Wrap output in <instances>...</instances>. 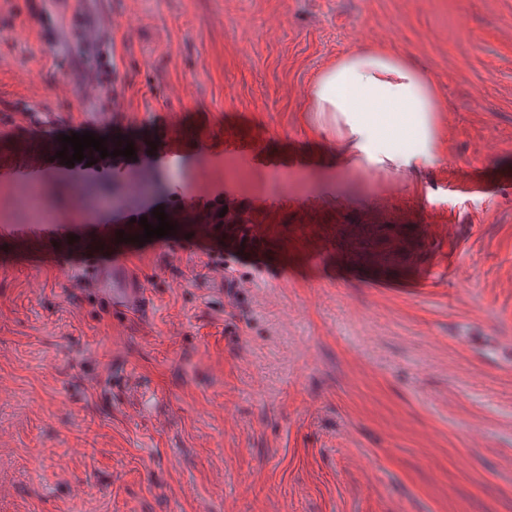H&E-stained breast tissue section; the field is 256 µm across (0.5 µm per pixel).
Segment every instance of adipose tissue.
Here are the masks:
<instances>
[{"label": "adipose tissue", "mask_w": 512, "mask_h": 512, "mask_svg": "<svg viewBox=\"0 0 512 512\" xmlns=\"http://www.w3.org/2000/svg\"><path fill=\"white\" fill-rule=\"evenodd\" d=\"M307 109L336 131L337 166L407 176L438 162L430 79L381 49L352 52L326 66L307 92Z\"/></svg>", "instance_id": "ef3b65f1"}]
</instances>
